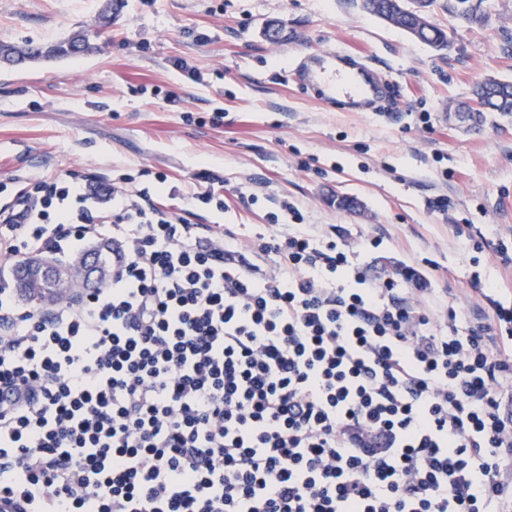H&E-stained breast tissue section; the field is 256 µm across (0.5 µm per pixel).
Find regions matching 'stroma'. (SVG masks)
<instances>
[{"mask_svg": "<svg viewBox=\"0 0 512 512\" xmlns=\"http://www.w3.org/2000/svg\"><path fill=\"white\" fill-rule=\"evenodd\" d=\"M482 26H454L447 55L364 12L360 0H124L107 43L62 60L0 65V180L26 186L70 176L108 186L165 178L160 203L176 212L224 181V211H201L241 239L286 233L269 226L276 199L300 209L306 230L345 228L381 246L361 259L375 275L413 268L429 280L426 304L458 327L512 305V264L493 246L512 240V116L480 128L449 119L489 78L512 82V0H484ZM101 0H0V41L53 43L94 26ZM287 36L270 43L264 27ZM364 54L387 78L384 109L324 108L292 76L317 50ZM223 109L224 123L211 122ZM429 113L422 127L420 113ZM257 194L256 203L243 194ZM358 199L344 211L336 194ZM447 196L448 209L433 207Z\"/></svg>", "mask_w": 512, "mask_h": 512, "instance_id": "1", "label": "stroma"}]
</instances>
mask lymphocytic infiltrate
I'll list each match as a JSON object with an SVG mask.
<instances>
[{
    "instance_id": "lymphocytic-infiltrate-1",
    "label": "lymphocytic infiltrate",
    "mask_w": 512,
    "mask_h": 512,
    "mask_svg": "<svg viewBox=\"0 0 512 512\" xmlns=\"http://www.w3.org/2000/svg\"><path fill=\"white\" fill-rule=\"evenodd\" d=\"M157 188L57 178L0 208V259L112 249L48 317L0 289L13 512H512V345L441 326L331 225L242 240Z\"/></svg>"
}]
</instances>
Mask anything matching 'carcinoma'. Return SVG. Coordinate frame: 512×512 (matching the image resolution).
<instances>
[{
    "instance_id": "cac0c4a2",
    "label": "carcinoma",
    "mask_w": 512,
    "mask_h": 512,
    "mask_svg": "<svg viewBox=\"0 0 512 512\" xmlns=\"http://www.w3.org/2000/svg\"><path fill=\"white\" fill-rule=\"evenodd\" d=\"M483 0H446L444 9L456 21L464 24L483 25L488 16L480 11ZM435 0H368L362 5L367 13L386 21L391 20L404 31L412 29L414 13L430 16ZM118 13V0H112L108 8L100 11L99 25L95 30L78 31L66 39L47 46L30 43L20 48L12 43L0 42V54L13 58L14 64L39 60L68 58L79 48L86 53L94 49L92 41L98 39L112 26ZM454 29L444 28L430 21L428 28L421 30L418 42L435 52L446 53L453 44ZM473 99L481 101L490 115L509 116L512 114V82L487 79L473 89ZM27 262L20 260L16 266L17 288L24 300L40 301L45 297V286L27 279L24 275Z\"/></svg>"
}]
</instances>
